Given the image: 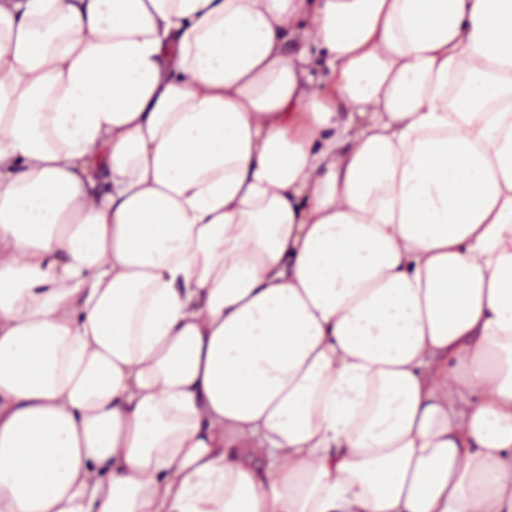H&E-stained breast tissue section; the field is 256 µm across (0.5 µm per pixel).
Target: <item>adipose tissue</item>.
Masks as SVG:
<instances>
[{"instance_id": "ef3b65f1", "label": "adipose tissue", "mask_w": 512, "mask_h": 512, "mask_svg": "<svg viewBox=\"0 0 512 512\" xmlns=\"http://www.w3.org/2000/svg\"><path fill=\"white\" fill-rule=\"evenodd\" d=\"M0 512H512V0H0Z\"/></svg>"}]
</instances>
